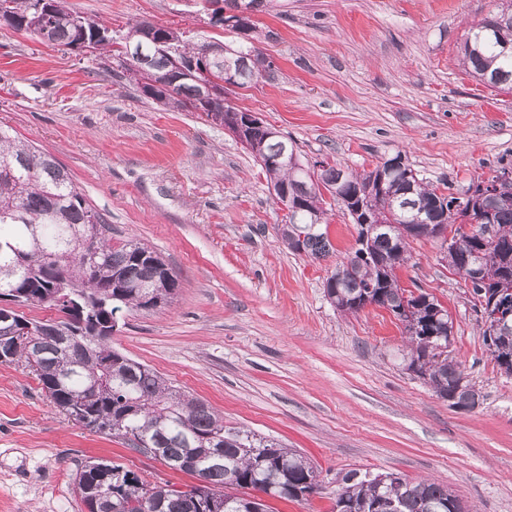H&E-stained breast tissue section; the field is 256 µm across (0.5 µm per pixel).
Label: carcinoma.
I'll list each match as a JSON object with an SVG mask.
<instances>
[{"label":"carcinoma","instance_id":"1","mask_svg":"<svg viewBox=\"0 0 512 512\" xmlns=\"http://www.w3.org/2000/svg\"><path fill=\"white\" fill-rule=\"evenodd\" d=\"M38 2L0 0V21L27 31ZM500 2L494 16L468 30L461 46L466 72L489 87L512 83V0ZM48 6V42L72 50L93 42L99 51L112 49L123 68L119 46L137 42L140 27L152 25L143 20L119 36L100 38L103 23L89 18L77 25L62 22L74 15L66 0H48ZM155 36L175 40L188 58L202 48L176 29L160 27ZM239 49L230 61L234 68H244L253 51L265 71L272 70L253 44L241 43ZM196 94V84L184 83L162 104L203 113L224 110V95L203 102ZM247 140L276 193L310 187L279 228L289 250L314 259L331 254L325 191L356 224L355 250L324 282L330 303L342 313L367 305L390 310L412 344L408 370L451 406L473 408L481 394L463 381L457 363L438 352L448 347L453 329L448 310L433 297L401 287L396 270L408 259L409 240L439 239L440 227L467 224L470 232H456L449 244L440 239V249L457 272L478 265L493 272L487 280L471 281V288L482 311L499 309L500 284L512 282V178H501L512 168L489 169L493 194L482 199L440 191L400 152L358 173L330 164L310 166L295 142L269 137L263 122L249 128ZM90 237L97 241L92 257L84 249ZM177 288V277L154 250L134 240L112 243L107 220L86 203L60 164L0 128V298L16 295L26 308L61 313L39 320L0 311L3 363H25L54 406L90 431L123 438L138 452L150 448L152 457L197 479L182 492L152 484L119 464L90 461L74 479L87 512H265L260 500L226 489L252 487L286 500L313 493L317 474L306 457L225 427L224 417L212 407L113 349L111 336L89 321H78L68 309L80 303L98 319L116 310L149 311L168 305ZM482 336L499 368L512 374V315L496 330L482 328ZM341 492L336 512H466L448 487L395 472L351 470L342 477Z\"/></svg>","mask_w":512,"mask_h":512}]
</instances>
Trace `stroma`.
Segmentation results:
<instances>
[{
    "label": "stroma",
    "instance_id": "stroma-1",
    "mask_svg": "<svg viewBox=\"0 0 512 512\" xmlns=\"http://www.w3.org/2000/svg\"><path fill=\"white\" fill-rule=\"evenodd\" d=\"M258 11L253 43L273 75L228 90L307 159L356 172L402 152L434 184L465 190L512 166V87L469 76L460 45L497 0H280ZM113 30L148 20L213 36L202 0H68ZM0 125L58 161L113 242L135 240L176 273L173 302L122 313L112 346L223 415L294 448L319 472L300 501L268 512H333L359 469L448 486L470 512H512V375L483 343L470 287L434 239L409 242L401 287L446 307L449 355L482 398L450 407L410 372L403 325L385 308L336 310L324 282L356 246L334 209L324 259L290 252L284 213L250 152L202 115L173 111L123 79L116 59L0 26ZM94 459L178 488L195 477L60 413L24 364L0 365V512H85L77 470Z\"/></svg>",
    "mask_w": 512,
    "mask_h": 512
}]
</instances>
